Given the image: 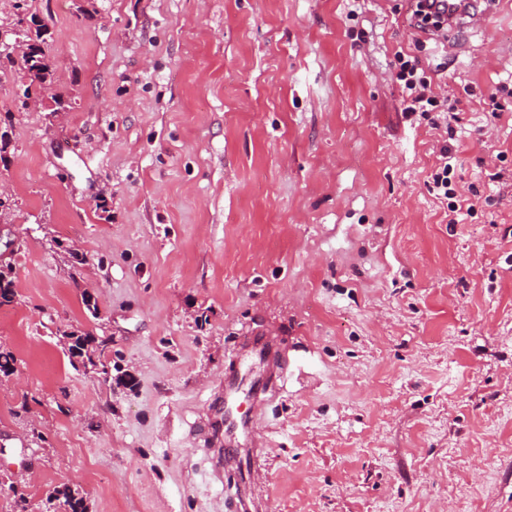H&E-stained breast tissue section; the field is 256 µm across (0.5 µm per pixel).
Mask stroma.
I'll use <instances>...</instances> for the list:
<instances>
[{
    "mask_svg": "<svg viewBox=\"0 0 512 512\" xmlns=\"http://www.w3.org/2000/svg\"><path fill=\"white\" fill-rule=\"evenodd\" d=\"M30 10L74 101L18 111L0 72V512L65 484L89 512H512V0L455 54L411 0ZM400 53L449 125L402 111ZM74 329L111 377L74 370ZM244 336L288 362L255 490L217 466L225 372L268 376Z\"/></svg>",
    "mask_w": 512,
    "mask_h": 512,
    "instance_id": "35a3bbf8",
    "label": "stroma"
}]
</instances>
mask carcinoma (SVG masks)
I'll return each instance as SVG.
<instances>
[{"mask_svg": "<svg viewBox=\"0 0 512 512\" xmlns=\"http://www.w3.org/2000/svg\"><path fill=\"white\" fill-rule=\"evenodd\" d=\"M13 7L27 13L29 24L16 28V37L26 45L27 53L18 58L14 55V49L1 46L0 69L16 66L24 73L26 82L21 85V96L16 98L18 109H25L29 98L44 91L49 93L55 109L69 108L70 100L54 90L56 68L48 50L50 31L47 24L29 12V0H13ZM16 296L11 265L0 266V306L13 303ZM63 340L72 366L81 367L86 372L109 375L108 366L100 361L101 352L107 348L109 341L79 330L64 333ZM59 500L69 512H88L84 496L69 485L49 492L45 502L46 509L56 508Z\"/></svg>", "mask_w": 512, "mask_h": 512, "instance_id": "obj_1", "label": "carcinoma"}]
</instances>
